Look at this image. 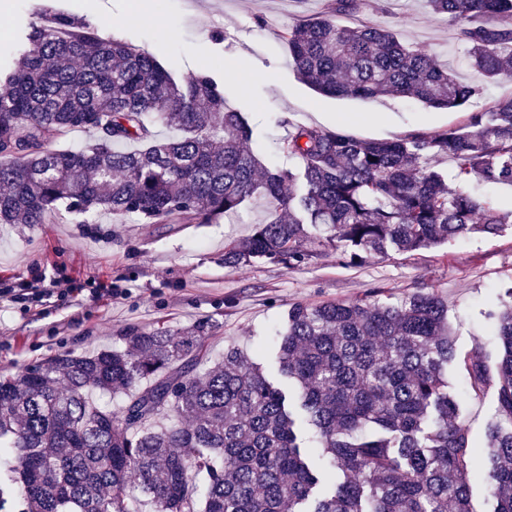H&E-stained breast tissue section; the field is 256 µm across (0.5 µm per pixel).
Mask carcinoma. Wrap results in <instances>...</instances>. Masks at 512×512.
Returning <instances> with one entry per match:
<instances>
[{
    "instance_id": "carcinoma-1",
    "label": "carcinoma",
    "mask_w": 512,
    "mask_h": 512,
    "mask_svg": "<svg viewBox=\"0 0 512 512\" xmlns=\"http://www.w3.org/2000/svg\"><path fill=\"white\" fill-rule=\"evenodd\" d=\"M460 23L472 65L512 80V0H427ZM365 0H328L352 15ZM298 77L330 97L403 96L435 109L476 89L421 48L366 23L328 17L283 33ZM177 131L156 138L154 128ZM97 134L82 150L51 144ZM252 129L206 71L181 80L149 52L58 12L31 23L0 64V224H46L92 211L143 224H214L263 195L280 210L224 246V266L288 268L330 251L362 264L512 229V208L471 191L512 185V97L436 135L366 141L288 124L268 167ZM137 143L124 150L121 145ZM453 163L452 173L430 165ZM495 355L458 350L448 308L416 292L392 301L288 305L275 346L290 400L229 344L219 325L132 328L122 349L63 352L0 375V455L21 512H474L478 451L446 371L475 394L495 388L484 476L494 512H512V286L487 313ZM137 388L118 411L93 390Z\"/></svg>"
}]
</instances>
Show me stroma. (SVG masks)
<instances>
[{
  "instance_id": "stroma-1",
  "label": "stroma",
  "mask_w": 512,
  "mask_h": 512,
  "mask_svg": "<svg viewBox=\"0 0 512 512\" xmlns=\"http://www.w3.org/2000/svg\"><path fill=\"white\" fill-rule=\"evenodd\" d=\"M46 0H14L0 12V50L12 47L20 28L37 21ZM86 22L101 34L148 51L176 76L211 71L224 87L228 107L244 113L251 147L269 166L285 165L278 145L285 122L340 130L363 140L435 134L459 126L467 111L512 95V82L488 80L473 69L458 25L431 13L426 0H369L358 15H337L393 30L408 46L427 50L438 65L478 88L466 112L437 110L405 97L332 98L300 80L280 31L324 11L325 0H157L156 13L136 17L130 0H98ZM275 203L258 197L217 224H139L133 218L94 212L46 224H0V283L26 291L33 274L85 296L39 306L26 300L0 311V371L15 372L64 351L92 353L118 347L130 327L182 329L210 318L221 329L210 339L214 357L233 344L275 376L272 342L289 304L358 299L396 300L414 292L437 295L448 305L456 343L468 351L493 350L485 318L512 285V233L475 235L413 254L392 252L352 265L336 253L287 268L253 263L224 265V247L265 222ZM110 285L120 297L91 299ZM448 388L461 401L474 446L483 447L495 415L493 389L470 392L463 373L448 372Z\"/></svg>"
}]
</instances>
